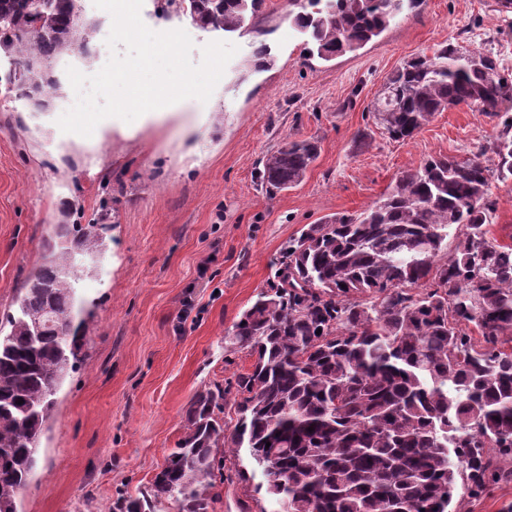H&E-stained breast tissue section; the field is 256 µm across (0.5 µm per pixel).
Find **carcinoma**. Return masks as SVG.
I'll list each match as a JSON object with an SVG mask.
<instances>
[{
	"label": "carcinoma",
	"instance_id": "1",
	"mask_svg": "<svg viewBox=\"0 0 512 512\" xmlns=\"http://www.w3.org/2000/svg\"><path fill=\"white\" fill-rule=\"evenodd\" d=\"M417 0H288L308 57L325 62L385 32ZM264 0H168L203 31L246 30ZM80 29H75V25ZM97 23L84 0H0V74L38 111L59 97L57 66L88 53ZM466 105L499 119L487 147L401 172L358 214L307 224L281 249L275 280L224 344L255 357L234 387H204L175 448L141 497L110 512H210L226 448H246L293 512H453L512 483V241L489 235L491 179H512V74L450 42L385 81L376 125L399 141ZM318 155L292 140L265 155L273 196ZM107 225L60 224L0 335V512L35 471L54 395L80 351L76 285ZM321 333H316V330ZM23 403H18V400ZM236 415L230 427L226 409Z\"/></svg>",
	"mask_w": 512,
	"mask_h": 512
}]
</instances>
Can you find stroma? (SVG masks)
Returning <instances> with one entry per match:
<instances>
[{
    "instance_id": "obj_1",
    "label": "stroma",
    "mask_w": 512,
    "mask_h": 512,
    "mask_svg": "<svg viewBox=\"0 0 512 512\" xmlns=\"http://www.w3.org/2000/svg\"><path fill=\"white\" fill-rule=\"evenodd\" d=\"M141 18L184 29L196 63L209 42L237 46L207 102L108 118L85 138L57 125L67 99L41 114L0 84V324L57 225L111 209L105 248L77 285L82 355L55 395L20 512H108L118 495L142 496L191 396L250 369L224 333L273 280L283 244L324 216L368 209L429 157L466 158L493 141L495 119L465 106L389 140L370 112L395 67L454 40L512 72V10L496 0H417L376 41L329 62L305 55L287 0H264L251 25L274 59L266 69L252 34L203 31L166 0H143ZM289 139L317 141L318 157L301 184L268 196L262 160ZM224 470L232 479L213 512H273L247 449L226 454Z\"/></svg>"
}]
</instances>
